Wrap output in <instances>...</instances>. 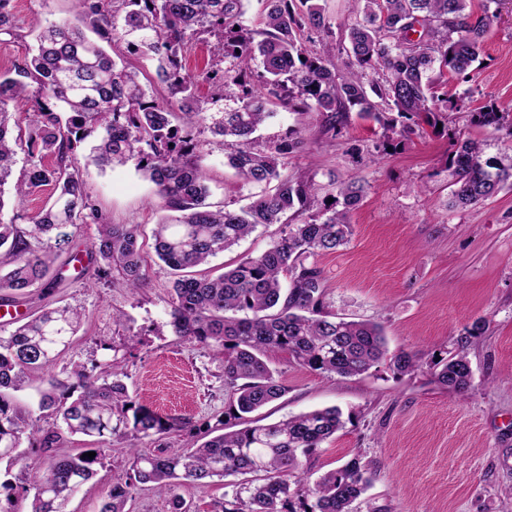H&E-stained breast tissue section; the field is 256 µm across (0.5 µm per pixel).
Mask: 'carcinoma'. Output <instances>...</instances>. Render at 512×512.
<instances>
[{
  "instance_id": "carcinoma-1",
  "label": "carcinoma",
  "mask_w": 512,
  "mask_h": 512,
  "mask_svg": "<svg viewBox=\"0 0 512 512\" xmlns=\"http://www.w3.org/2000/svg\"><path fill=\"white\" fill-rule=\"evenodd\" d=\"M85 26L100 38L66 22L42 27L37 53L24 66L0 72V292L25 296L43 284L56 256L46 249L63 225L95 224L96 240L86 249L104 275L117 273L125 287H144L140 225L113 224L93 203L76 153L97 135L88 160L96 166L130 161L154 185L168 212L152 237L157 258L177 273L168 301L175 335L219 349L224 358L228 405L224 418L246 427L226 430L187 449L158 448L144 453L138 443L184 430L189 423L164 417L133 401L119 374L98 375L76 365L63 379L49 376L36 408L21 412L7 398L27 374L48 370L78 332L83 313L69 305L46 307L0 336V462L17 459L22 438L36 443L43 457L28 473L23 492H33L30 512H67V505L96 474V466L126 444L131 479L149 484L171 500L172 512H190L178 493L184 484L225 480L224 500L214 512H351L366 491L369 467L355 456L308 484L298 477L322 444L344 427L337 407L313 410L267 425H248V415L282 398L286 387L270 359L289 360L323 376L362 375L386 353L380 325L346 321L324 311L323 270L316 257L345 247L353 235L350 213L365 195L357 181L334 186L332 201L316 216L286 225L284 235L256 257H246L216 278L191 270L238 244L258 227L279 224L290 212L310 209L315 184L282 174L283 158L304 144L301 135L284 137L265 150L254 134L272 116L270 98L322 118L325 135H340L349 112L406 134L425 123L434 128L442 110L457 104L436 95L446 74L469 81L471 66L504 5L482 0L474 16L471 0H354L359 19L342 25L348 71L339 73L331 49L323 54L303 42L307 30L331 35L320 0H267L265 27L253 34L235 29L244 0H74ZM220 34L215 51L229 66L212 71L216 90L200 98L185 73L190 43L202 33ZM125 42L128 51L157 61L156 75L171 93L160 101L149 94L139 72L115 60L101 42ZM262 68L254 87L246 65ZM238 88L233 105L224 86ZM30 108L23 109V106ZM26 111V137L13 136L15 115ZM397 117L389 118L387 114ZM205 127L221 138L227 164L244 184L258 187L239 209L206 203L209 187L196 159V133ZM32 158L23 177L11 181L18 152ZM49 157L52 165L42 159ZM454 190L451 207L474 206L512 188V160H485L481 144L458 141L448 156ZM12 184L16 208L42 187H53L33 214L6 220L4 186ZM25 219L27 227L16 221ZM421 358L402 351L392 371L408 375ZM449 389L471 383L467 354L460 350L436 373ZM51 412L53 424L40 425ZM92 439L94 458L58 454L63 434ZM264 473L261 482L235 477ZM127 490L112 487L99 512H126Z\"/></svg>"
}]
</instances>
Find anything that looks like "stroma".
<instances>
[{"label":"stroma","instance_id":"35a3bbf8","mask_svg":"<svg viewBox=\"0 0 512 512\" xmlns=\"http://www.w3.org/2000/svg\"><path fill=\"white\" fill-rule=\"evenodd\" d=\"M14 35L0 41V70L24 65L35 52L34 22H77L73 0H10ZM215 36H200L185 68L200 97L213 87ZM474 81L449 78L448 97L465 99L466 110L448 115V128L416 129L387 137L377 122L351 114L346 134L326 139L316 113L273 105L260 147L300 131L303 148L285 159V174L320 186L330 178L361 180L367 192L352 212L350 243L319 257L325 303L349 320L382 325L389 354L417 353L414 374L394 375L388 362L367 373L322 377L278 355L286 395L260 412L275 422L313 409L336 406L345 426L323 444L306 474L315 480L358 456L374 474L353 512L385 506L390 512H512V190H502L466 210H449L453 141L483 142L484 156H512V129L478 124L473 113L491 105L512 113V11H502L477 60ZM390 148L369 160L366 149ZM199 153L210 188L209 201L245 205L251 192L226 164L225 147L210 131L199 136ZM93 202L115 224L139 225L146 261L145 288L130 293L113 279H99L96 266L82 278L69 276L71 255L86 248L97 227L64 226L68 240L55 246V275L18 299L24 317L42 307L70 304L83 323L57 358L52 373L66 376L73 364H111L122 373L136 402L161 415L189 420L200 430L224 417V368L219 351L175 336L167 303L174 276L153 249L152 229L163 217L154 185L134 164L88 168ZM283 225L258 228L238 246L205 265L218 275L245 256L264 252ZM466 351L471 384L458 393L440 384L439 358ZM129 480L124 449L114 447L97 474L70 501L68 512H97L113 486Z\"/></svg>","mask_w":512,"mask_h":512}]
</instances>
